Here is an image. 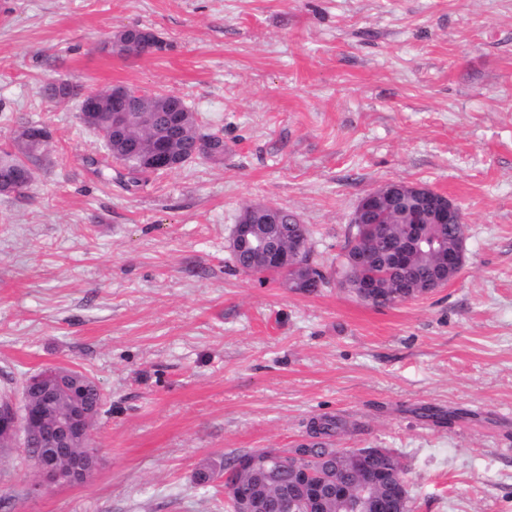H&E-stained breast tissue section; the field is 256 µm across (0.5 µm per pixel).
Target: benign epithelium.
<instances>
[{
    "mask_svg": "<svg viewBox=\"0 0 512 512\" xmlns=\"http://www.w3.org/2000/svg\"><path fill=\"white\" fill-rule=\"evenodd\" d=\"M160 52L153 43H130L124 54L147 57ZM124 97L110 98L90 96L83 98L82 111L112 115V127L122 125L126 109L122 106ZM170 159L167 139L153 136L144 154V163L149 167L162 168ZM409 192L403 198L408 220L403 225L401 236L384 240V249L389 262L396 268H408L414 264L415 251L427 243V230L434 227L442 230L448 224L463 226L462 213L458 205L449 197L431 188L408 185ZM394 194V187L386 183L364 194L356 207L351 223L367 224L387 206V200ZM281 212L273 204H259L254 208V217L262 224L280 223ZM234 240L249 249L252 264L282 272L288 275V285L304 293L316 291L307 277H297L291 272L300 268L303 248L295 245L277 244L255 235L250 224H237ZM465 246L446 248L447 275L435 284L448 283L456 277L465 265ZM352 292L366 303H377L385 298L377 282L364 279L358 281ZM86 380L72 374L66 367H46L30 375L24 384L22 400L0 401V438L10 446L30 449V458L41 478L33 486L39 492L45 486L61 480L59 463L73 461L68 481L83 483L90 480L97 471L96 457L78 458L76 449L83 446L89 432L92 412L78 401H73L70 411L50 417L52 403L60 389L70 394H81ZM40 394V400L31 401L27 393ZM352 462L355 468L367 475V479L357 483L340 475L327 480L315 481L311 458L288 453H266L242 461L241 468L258 475L279 486L277 499L273 502L279 512H319L324 495L336 498L343 512H394L392 498L382 494L380 486L394 478L392 469L373 472L364 464V454L354 452ZM235 512H259L261 501L253 493L238 489L234 494Z\"/></svg>",
    "mask_w": 512,
    "mask_h": 512,
    "instance_id": "1",
    "label": "benign epithelium"
}]
</instances>
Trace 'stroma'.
<instances>
[{"mask_svg":"<svg viewBox=\"0 0 512 512\" xmlns=\"http://www.w3.org/2000/svg\"><path fill=\"white\" fill-rule=\"evenodd\" d=\"M165 49L102 52L125 26ZM124 85L184 99L224 137L129 192L76 100ZM52 139L18 198L0 194V392L51 365L104 395L87 483L39 494L0 449V512H226L239 454L388 448L413 512H512V0H0V150L19 119ZM390 181L460 208L466 263L446 286L377 308L338 283L362 195ZM309 224L329 283L232 271L246 202Z\"/></svg>","mask_w":512,"mask_h":512,"instance_id":"1","label":"stroma"}]
</instances>
